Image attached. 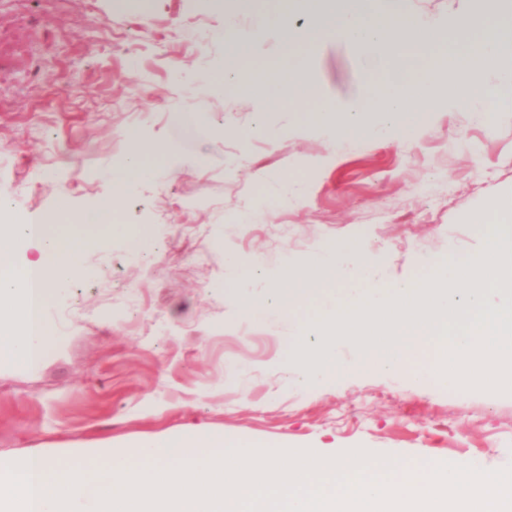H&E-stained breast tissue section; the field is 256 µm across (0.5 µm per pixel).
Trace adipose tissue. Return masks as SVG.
<instances>
[{
  "label": "adipose tissue",
  "instance_id": "obj_1",
  "mask_svg": "<svg viewBox=\"0 0 512 512\" xmlns=\"http://www.w3.org/2000/svg\"><path fill=\"white\" fill-rule=\"evenodd\" d=\"M470 10L453 15L442 28L415 22L402 0H290L307 23L293 25L283 14H259L249 29L226 37L224 80H204L207 95L223 93L240 63L252 60L258 44L276 36L281 57L259 62L254 93L302 114L309 128L340 140L365 137L411 138L442 109L512 112V0H473ZM345 44L368 59L372 70L358 95L338 103L309 83L299 55H313L327 45ZM409 49L413 64L395 71L392 60ZM163 143L133 140L113 169L111 193L88 218L71 215L67 227L55 224L11 225V240L30 250L18 262L12 250L0 249V356L29 367L44 358L49 338L36 311L54 289L79 271L87 239L113 230L112 218L122 200L141 182L152 179L154 160Z\"/></svg>",
  "mask_w": 512,
  "mask_h": 512
}]
</instances>
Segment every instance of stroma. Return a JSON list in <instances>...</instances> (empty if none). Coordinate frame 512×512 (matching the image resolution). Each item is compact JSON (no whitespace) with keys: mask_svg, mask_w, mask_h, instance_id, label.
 I'll use <instances>...</instances> for the list:
<instances>
[{"mask_svg":"<svg viewBox=\"0 0 512 512\" xmlns=\"http://www.w3.org/2000/svg\"><path fill=\"white\" fill-rule=\"evenodd\" d=\"M272 2L0 0V225L95 207L131 135L170 149L56 289L41 367L0 360V459L81 470L103 446L200 427L278 449L512 464V395L411 388L406 370L303 383L296 316L241 317L225 254L280 273L356 238L386 281L418 277L473 248L470 214L512 186L508 116L438 112L414 138L337 146L255 94L199 95V74L223 72L225 17L245 27ZM309 69L340 100L363 78L345 45Z\"/></svg>","mask_w":512,"mask_h":512,"instance_id":"stroma-1","label":"stroma"}]
</instances>
